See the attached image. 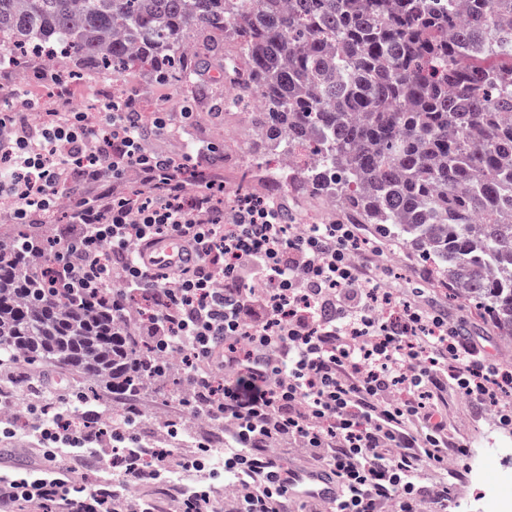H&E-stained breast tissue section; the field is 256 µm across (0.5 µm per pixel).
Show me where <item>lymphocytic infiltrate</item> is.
<instances>
[{"instance_id": "lymphocytic-infiltrate-1", "label": "lymphocytic infiltrate", "mask_w": 512, "mask_h": 512, "mask_svg": "<svg viewBox=\"0 0 512 512\" xmlns=\"http://www.w3.org/2000/svg\"><path fill=\"white\" fill-rule=\"evenodd\" d=\"M42 112L20 89L0 107V195L15 224H38L60 187L82 191L69 218L78 231L57 253L58 283L107 289L129 336L149 339L143 364L156 379L185 359L187 403L224 428V449L195 441L177 452L145 445L135 417L95 432L77 425L88 397L58 395L30 436L43 447L37 468L0 471V512H162L160 500L124 493L153 485L178 512H288L274 450L292 441L344 486L335 512H423L448 505V484L422 483L424 467L448 461V436L433 414L448 385L483 405L512 392V372L487 363L447 315L386 291L370 267L358 225L288 223L282 202L227 194L207 170L188 183L190 155L149 148L147 130L169 131L167 113L145 115L135 95L106 102L96 116L67 103ZM40 112V127L29 117ZM135 174L138 190L126 184ZM96 194H88V187ZM190 242L194 261L167 276L148 268L141 247L158 238ZM151 300L140 320L133 299ZM397 318L382 321L380 303ZM111 458L119 480L89 489L74 459Z\"/></svg>"}]
</instances>
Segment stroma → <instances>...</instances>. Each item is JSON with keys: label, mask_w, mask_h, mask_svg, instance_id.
<instances>
[{"label": "stroma", "mask_w": 512, "mask_h": 512, "mask_svg": "<svg viewBox=\"0 0 512 512\" xmlns=\"http://www.w3.org/2000/svg\"><path fill=\"white\" fill-rule=\"evenodd\" d=\"M43 67L41 56H30L26 80L21 83L10 65L0 66V101L11 99L22 86L40 98L46 108L58 107L57 89L35 77ZM105 87L138 95L144 112L162 110L170 113L181 136L170 140L157 137L153 140L154 145L176 154L188 148H202L212 169L223 173L227 191H236L243 185L256 195L286 200L288 221L292 224L301 223L309 214L320 215L326 224L343 221L342 211L328 204L324 197L302 191L293 184H273V174L263 157L264 144L256 133L251 104L241 100L236 105H226L223 84L210 83L206 99L191 102L176 98L171 84L160 81L155 71L148 67L132 69L116 81L86 72L70 85L74 105L86 112L100 108V92ZM363 235L368 240L365 248L368 259L382 268L388 288L408 298L415 291H422L426 304L446 313L449 321L481 348L487 362L512 364V336L499 335L475 309L450 296L447 288L430 277L413 249L384 241L369 229L364 230ZM7 371L15 379L7 390L8 396L14 400L23 399L27 404L43 401L41 394L31 390L38 382L39 373L48 374L61 387L79 384L76 373L55 365L38 370L21 363L8 366ZM183 397V392L172 390L170 382H157L131 398L113 392L100 393L98 400L87 404L85 410L90 422L98 425L110 420L113 410L133 403L140 410L136 434L142 442L160 441L163 437L161 420L167 417L176 420L195 438L212 439L216 448H223V428L217 423L200 420L191 406L184 404ZM437 410L448 433V457L455 466L445 474L425 468L423 481L431 484L447 478L452 501L458 504L479 493L478 485L471 482L468 473L479 451V442H491L501 436L502 430L496 420L490 419L489 406L477 405L453 389L438 399Z\"/></svg>", "instance_id": "35a3bbf8"}]
</instances>
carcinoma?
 <instances>
[{
	"label": "carcinoma",
	"instance_id": "cac0c4a2",
	"mask_svg": "<svg viewBox=\"0 0 512 512\" xmlns=\"http://www.w3.org/2000/svg\"><path fill=\"white\" fill-rule=\"evenodd\" d=\"M194 29L233 44L232 69ZM53 70L118 79L149 65L202 90L210 70L259 101L269 154L310 144L292 169L353 224L433 261L448 292L512 335V0H0V51L27 47ZM25 224L0 241V357L84 373L82 392L137 393L153 383L134 343L97 299L55 295L52 241Z\"/></svg>",
	"mask_w": 512,
	"mask_h": 512
}]
</instances>
